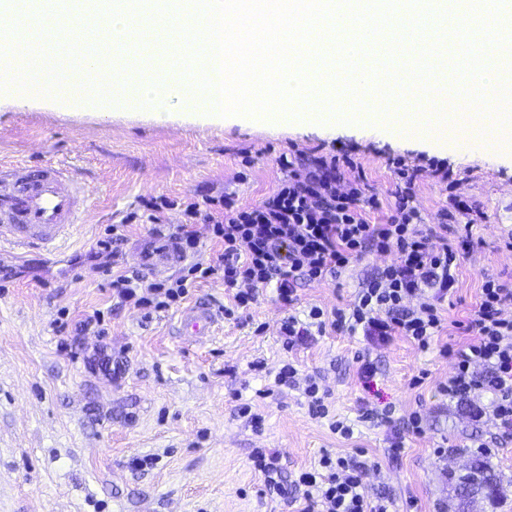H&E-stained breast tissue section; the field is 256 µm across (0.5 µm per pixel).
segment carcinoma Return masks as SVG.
<instances>
[{"label":"carcinoma","mask_w":512,"mask_h":512,"mask_svg":"<svg viewBox=\"0 0 512 512\" xmlns=\"http://www.w3.org/2000/svg\"><path fill=\"white\" fill-rule=\"evenodd\" d=\"M469 460L460 473L448 474L455 499V512H475L476 507L496 509L507 498L508 481L484 454L461 449Z\"/></svg>","instance_id":"obj_1"}]
</instances>
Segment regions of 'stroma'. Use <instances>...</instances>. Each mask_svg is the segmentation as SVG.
Instances as JSON below:
<instances>
[{
	"mask_svg": "<svg viewBox=\"0 0 512 512\" xmlns=\"http://www.w3.org/2000/svg\"><path fill=\"white\" fill-rule=\"evenodd\" d=\"M171 108L176 120L159 123L116 109L0 105V165L33 168L50 159L88 189L81 224L53 254L0 264V512H293L262 494L250 460L256 448L278 449L291 479L323 453L363 450L368 495H390L397 512H449L448 475L465 464L459 449L476 436L512 478V436L484 416L491 393L450 400L440 387L451 363L439 352L462 343L453 323L469 318L483 276H512V249L504 246L512 239V155L486 153L458 135L426 144L372 127L274 130L190 122L180 119L179 101ZM292 150L355 155L381 199L373 223L386 219L394 188L387 161L396 156L432 159L452 173L445 184L430 176L418 184L426 221L450 194L484 215L472 228L479 244L442 304L437 346L422 351L400 337L370 345L329 333L299 351L303 372L320 374L331 414L351 423L349 439L309 416L299 390L274 401L256 397L264 379L255 364L273 370L285 357L279 326L288 312L272 290L228 320L221 283H196L184 308L207 304L220 319L212 336L193 342L178 331L183 308L146 316L123 306L83 262L108 225L122 224V266L149 268L165 243L149 233L144 200L200 202L234 192L256 205L278 183L277 157ZM246 156L252 167L243 166ZM390 260L369 254L336 279L301 287L299 310L346 307L359 282ZM62 315L68 326L61 333L55 322ZM366 359L375 368L367 381L360 377ZM244 401L263 414L261 429L239 416ZM388 405L395 420L415 411L423 420V434L405 435L397 457L388 453L391 428L361 419ZM442 444L449 452L440 458L434 450Z\"/></svg>",
	"mask_w": 512,
	"mask_h": 512,
	"instance_id": "stroma-1",
	"label": "stroma"
}]
</instances>
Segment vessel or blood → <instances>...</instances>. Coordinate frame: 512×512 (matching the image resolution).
<instances>
[{"label": "vessel or blood", "mask_w": 512, "mask_h": 512, "mask_svg": "<svg viewBox=\"0 0 512 512\" xmlns=\"http://www.w3.org/2000/svg\"><path fill=\"white\" fill-rule=\"evenodd\" d=\"M86 201L65 168L53 162L34 171L0 173V244L49 249L77 223ZM217 321L212 308L200 304L188 309L180 324L184 335L201 339L210 336Z\"/></svg>", "instance_id": "vessel-or-blood-1"}]
</instances>
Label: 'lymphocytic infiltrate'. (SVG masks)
<instances>
[{"label":"lymphocytic infiltrate","mask_w":512,"mask_h":512,"mask_svg":"<svg viewBox=\"0 0 512 512\" xmlns=\"http://www.w3.org/2000/svg\"><path fill=\"white\" fill-rule=\"evenodd\" d=\"M395 179L394 203L384 223L374 224L370 212L381 202L358 173L348 154L324 156L316 152L280 154L281 173L275 191L255 206L239 205L234 195L204 202L150 199L144 207L149 232L171 240L181 253H196L199 239L195 224L210 226L219 249L208 260L189 265L186 275L172 281L151 282L143 272L115 271L126 241L110 231L89 252L95 269L109 278V286L122 302L140 310H167L180 305L188 294L189 277L222 283L230 299L225 318L257 300L260 290L272 288L283 306H294L302 285L337 277L352 261L377 252L392 254V262L360 282L347 308L314 305L305 318L288 315L279 336L285 351L296 352L313 337L329 332L360 334L376 343L402 337L420 350H428L441 329L440 306L457 282L462 258L474 242L471 233L456 231L460 218L474 207L449 196L438 211V221L425 223L416 205L415 188L424 169L400 158L390 159ZM355 173L345 179L344 170ZM181 210L185 221L164 224L166 211ZM419 306H410L411 298ZM456 327L465 335L459 346H443L442 355L453 360L445 392L449 397L470 398L490 391L492 415L504 434L512 433V280L485 277L480 301L467 321ZM295 360L275 372L261 390L273 398L285 388H300L308 411L329 418L317 375L297 381ZM368 465L357 455L323 454L317 467L295 479L303 506L299 512H393L394 501L366 492Z\"/></svg>","instance_id":"lymphocytic-infiltrate-1"}]
</instances>
